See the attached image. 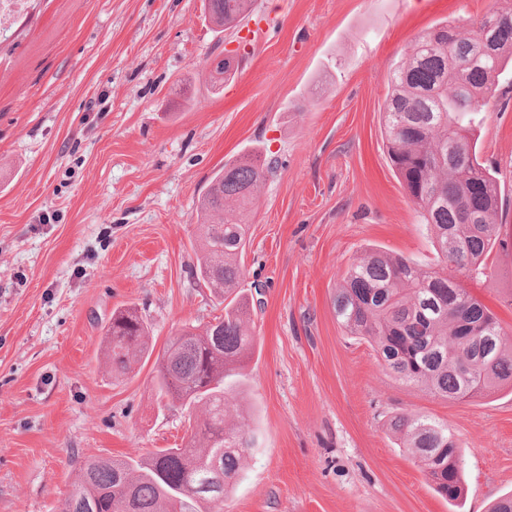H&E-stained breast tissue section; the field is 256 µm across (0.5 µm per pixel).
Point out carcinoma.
Here are the masks:
<instances>
[{"label": "carcinoma", "instance_id": "obj_1", "mask_svg": "<svg viewBox=\"0 0 512 512\" xmlns=\"http://www.w3.org/2000/svg\"><path fill=\"white\" fill-rule=\"evenodd\" d=\"M255 0H204L209 21L227 30ZM492 31L495 52L481 53L479 29L442 21L419 34L390 75L383 110L389 159L432 232L437 264L422 267L371 250L342 274L333 292L337 322L368 342L382 366L434 397L466 402L512 391V339L496 314L461 278L488 276L501 243L495 217L500 187L479 162L477 130L498 77L512 64V7ZM274 161L241 156L216 171L199 200L201 258L194 278L224 314L202 331L186 326L157 358L159 395L193 411L179 448L146 456L80 461L59 512H223L229 486L251 447L246 424L228 425L229 404L254 356L249 295L241 288L247 216ZM151 329L133 308L112 313L106 330L112 376L124 377L149 351ZM434 490L454 506L464 494V451L448 425L410 413L390 420Z\"/></svg>", "mask_w": 512, "mask_h": 512}]
</instances>
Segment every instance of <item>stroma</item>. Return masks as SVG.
Returning <instances> with one entry per match:
<instances>
[{"label": "stroma", "instance_id": "1", "mask_svg": "<svg viewBox=\"0 0 512 512\" xmlns=\"http://www.w3.org/2000/svg\"><path fill=\"white\" fill-rule=\"evenodd\" d=\"M503 0H257L219 30L202 0H28L0 35V512H58L87 456L180 445L155 354L222 308L193 277L197 205L224 162L277 169L248 219L259 351L241 417L254 435L224 512H487L512 492V394L436 399L338 324L331 293L377 248L431 266V236L382 135L392 70L421 32ZM237 51L233 80L213 60ZM506 248L471 289L512 333V68L478 130ZM137 308L154 354L115 381L105 333ZM448 424L465 494L448 505L388 428Z\"/></svg>", "mask_w": 512, "mask_h": 512}]
</instances>
